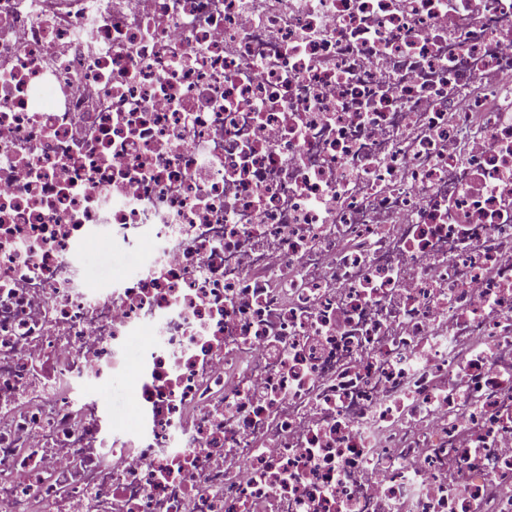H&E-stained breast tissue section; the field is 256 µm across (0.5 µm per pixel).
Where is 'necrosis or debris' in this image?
<instances>
[{
    "mask_svg": "<svg viewBox=\"0 0 512 512\" xmlns=\"http://www.w3.org/2000/svg\"><path fill=\"white\" fill-rule=\"evenodd\" d=\"M56 2L0 0V512H512V0ZM142 264V255L130 249L112 250L102 260L101 250L91 248L85 255V266L90 281L112 284V281L129 277ZM103 410L112 416L114 427H129L134 421V409L126 379L115 377L105 388L96 391Z\"/></svg>",
    "mask_w": 512,
    "mask_h": 512,
    "instance_id": "4bbe7bcc",
    "label": "necrosis or debris"
}]
</instances>
